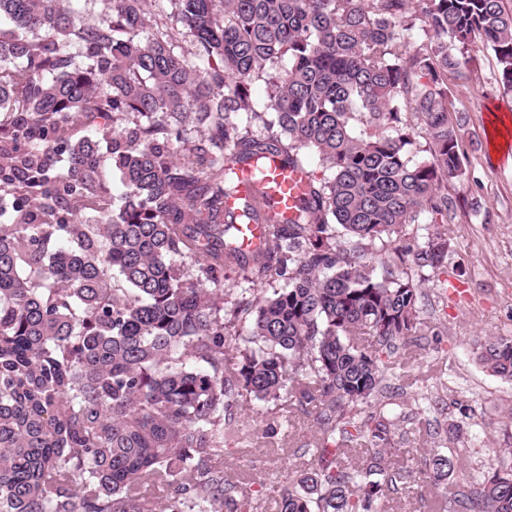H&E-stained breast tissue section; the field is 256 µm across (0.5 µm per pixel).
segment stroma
Returning a JSON list of instances; mask_svg holds the SVG:
<instances>
[{"label":"stroma","instance_id":"35a3bbf8","mask_svg":"<svg viewBox=\"0 0 512 512\" xmlns=\"http://www.w3.org/2000/svg\"><path fill=\"white\" fill-rule=\"evenodd\" d=\"M464 78L451 80L454 106L464 123V176L448 184L458 204L451 223L442 225L452 246L444 267L422 286L420 317L432 335L414 347L405 366L399 411L414 412L428 398L426 417L434 428L457 426L466 452L452 482L492 470L512 448V383L487 372L476 347L489 337H512V156L493 151L488 134L492 115L512 116V93L496 79L491 50L469 48ZM464 396L475 412L466 417L453 402ZM317 439L312 416L289 413L279 434L256 438L239 454L226 457L224 471L240 490L259 496L272 512V488L286 467L302 466L304 449ZM394 512H445L443 490L417 485L394 495Z\"/></svg>","mask_w":512,"mask_h":512}]
</instances>
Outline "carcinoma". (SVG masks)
I'll list each match as a JSON object with an SVG mask.
<instances>
[{
    "instance_id": "1",
    "label": "carcinoma",
    "mask_w": 512,
    "mask_h": 512,
    "mask_svg": "<svg viewBox=\"0 0 512 512\" xmlns=\"http://www.w3.org/2000/svg\"><path fill=\"white\" fill-rule=\"evenodd\" d=\"M81 2L0 0L13 25L0 31V512H262L224 456L278 434L269 404L313 414L318 433L277 512H383L388 492L447 480L465 452L455 430L414 471L420 420L381 392L387 359L428 329L415 274L450 251L438 230L404 243L407 225L456 215L448 75L479 43L512 91V10L106 0L89 23ZM269 155L307 170L294 213L263 194L225 209ZM244 224L265 227L251 251ZM342 237L392 243L393 261L378 268ZM477 358L512 382L511 338ZM448 512H512V452L453 485Z\"/></svg>"
}]
</instances>
